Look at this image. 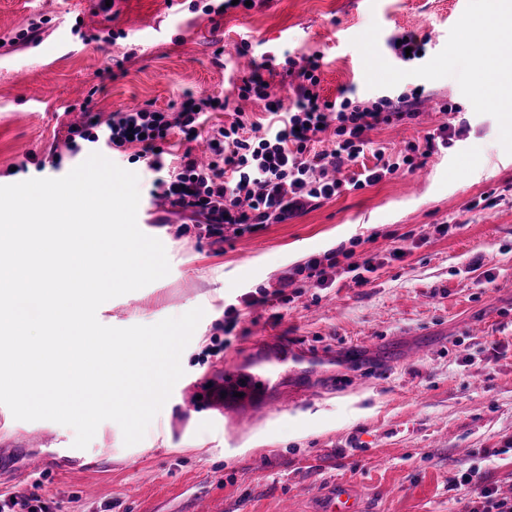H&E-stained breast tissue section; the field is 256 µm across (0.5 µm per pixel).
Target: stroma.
Segmentation results:
<instances>
[{"instance_id":"stroma-1","label":"stroma","mask_w":512,"mask_h":512,"mask_svg":"<svg viewBox=\"0 0 512 512\" xmlns=\"http://www.w3.org/2000/svg\"><path fill=\"white\" fill-rule=\"evenodd\" d=\"M456 3L268 0L217 16L192 0H115L106 12L99 0H0V185L74 169L67 126L88 98L104 117L146 102L166 110L188 93L228 98L229 111L208 113L204 138L232 109L262 113L234 86L271 54L301 63L322 54L329 99L343 88L365 101L422 89L412 120L371 134L392 161L442 124L454 132L427 180L401 170L220 244L150 197L153 173L108 151L137 173L138 226L162 242L170 271L97 315L125 328L203 309L181 355L186 382L131 446L105 421L77 449L74 429L20 421L0 405V497L38 494L43 512H280L288 497L294 512H310L309 487L344 484L364 512H462L461 477L474 469L512 497V114L475 105L465 48L447 38ZM38 17L39 42L16 41ZM405 32L427 36L421 58L404 62L389 48ZM439 224L450 232L436 233ZM400 245L405 254L390 257ZM330 251L331 287L304 279L288 303L245 305ZM371 256L380 267L356 286L346 267ZM264 326L336 361L304 370L313 397L230 442L210 388ZM355 342L365 346L356 363L344 352ZM34 455L43 468L31 474Z\"/></svg>"}]
</instances>
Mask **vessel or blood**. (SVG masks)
Wrapping results in <instances>:
<instances>
[{
  "instance_id": "1",
  "label": "vessel or blood",
  "mask_w": 512,
  "mask_h": 512,
  "mask_svg": "<svg viewBox=\"0 0 512 512\" xmlns=\"http://www.w3.org/2000/svg\"><path fill=\"white\" fill-rule=\"evenodd\" d=\"M253 362L242 369L224 372V414L231 433H239L249 426L256 412L284 411L289 401H302L309 397L310 389L296 385L291 399L282 398L277 385L284 373L298 372L305 364L313 363L312 354L305 348L282 341L280 336L260 335L252 351ZM318 512H360L361 501L350 489L338 488L314 494Z\"/></svg>"
}]
</instances>
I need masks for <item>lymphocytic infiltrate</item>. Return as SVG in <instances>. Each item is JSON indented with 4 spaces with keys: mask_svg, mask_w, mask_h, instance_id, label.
Instances as JSON below:
<instances>
[{
    "mask_svg": "<svg viewBox=\"0 0 512 512\" xmlns=\"http://www.w3.org/2000/svg\"><path fill=\"white\" fill-rule=\"evenodd\" d=\"M285 65L287 73L297 76L292 107L274 97L260 71L242 76L239 98L263 102L264 113L257 117L235 110L230 124L211 136L208 164H199L187 150L178 166H168L166 146L177 136L192 141L205 113L226 111L227 101L210 96L188 94L175 109L162 111L147 104L114 112L105 120L84 112L82 122L68 125L66 147L74 156L96 143L129 152L132 162L156 173L155 195L221 243L231 233L287 223L344 191L380 182L399 166L420 168L451 139L449 126L439 127L423 141L408 144L401 162L389 161L382 148L374 147L370 133L412 118L404 98L366 105L353 101L343 89L335 99H324L317 91L318 58H309L302 67L289 58ZM327 128L333 129L336 140L324 149L321 133ZM368 152L374 165H360Z\"/></svg>",
    "mask_w": 512,
    "mask_h": 512,
    "instance_id": "lymphocytic-infiltrate-1",
    "label": "lymphocytic infiltrate"
}]
</instances>
